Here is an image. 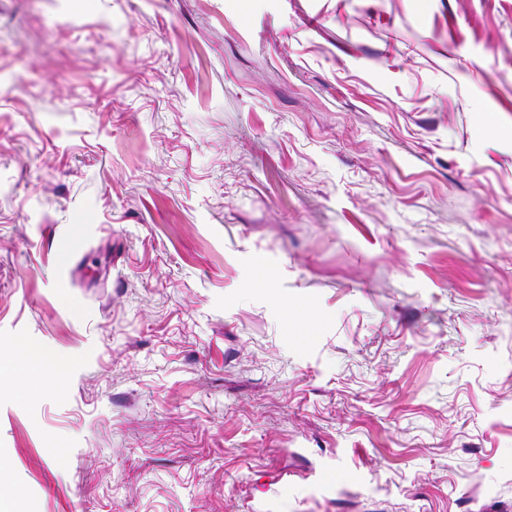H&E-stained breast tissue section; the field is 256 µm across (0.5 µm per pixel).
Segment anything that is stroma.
I'll return each mask as SVG.
<instances>
[{
	"label": "stroma",
	"instance_id": "obj_1",
	"mask_svg": "<svg viewBox=\"0 0 512 512\" xmlns=\"http://www.w3.org/2000/svg\"><path fill=\"white\" fill-rule=\"evenodd\" d=\"M0 459V512H512V0H0ZM15 350L25 363L23 373L14 379L20 390L26 389L30 381L38 376L57 375L60 372L54 357L40 345L23 341L15 346Z\"/></svg>",
	"mask_w": 512,
	"mask_h": 512
}]
</instances>
